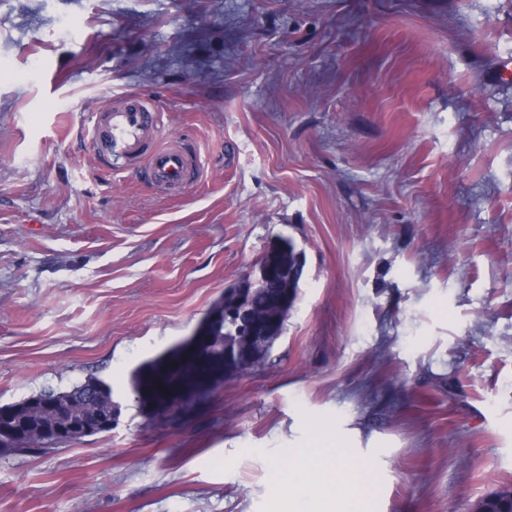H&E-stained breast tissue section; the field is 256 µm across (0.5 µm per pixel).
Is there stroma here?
I'll return each mask as SVG.
<instances>
[{"instance_id": "35a3bbf8", "label": "stroma", "mask_w": 512, "mask_h": 512, "mask_svg": "<svg viewBox=\"0 0 512 512\" xmlns=\"http://www.w3.org/2000/svg\"><path fill=\"white\" fill-rule=\"evenodd\" d=\"M512 0H0V406L95 377L112 431L0 453V512H276L272 467L341 421L384 450L372 512L512 487ZM126 94L183 192L90 148ZM283 332L192 407L142 361L278 238ZM187 158L178 141L171 140L152 153L147 175L153 182L172 188L183 189L186 184Z\"/></svg>"}]
</instances>
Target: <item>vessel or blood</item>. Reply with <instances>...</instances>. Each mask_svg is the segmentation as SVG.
Here are the masks:
<instances>
[{
	"label": "vessel or blood",
	"instance_id": "obj_1",
	"mask_svg": "<svg viewBox=\"0 0 512 512\" xmlns=\"http://www.w3.org/2000/svg\"><path fill=\"white\" fill-rule=\"evenodd\" d=\"M160 117L145 99L130 94L107 103L92 127L91 145L105 155L114 168L141 155L149 135L156 132ZM187 158L178 141L157 147L152 153L147 175L153 182L181 189L186 184Z\"/></svg>",
	"mask_w": 512,
	"mask_h": 512
}]
</instances>
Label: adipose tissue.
<instances>
[{"label":"adipose tissue","mask_w":512,"mask_h":512,"mask_svg":"<svg viewBox=\"0 0 512 512\" xmlns=\"http://www.w3.org/2000/svg\"><path fill=\"white\" fill-rule=\"evenodd\" d=\"M363 454L341 425L314 423L310 447L274 466L282 512H369L371 471L342 463Z\"/></svg>","instance_id":"obj_1"}]
</instances>
